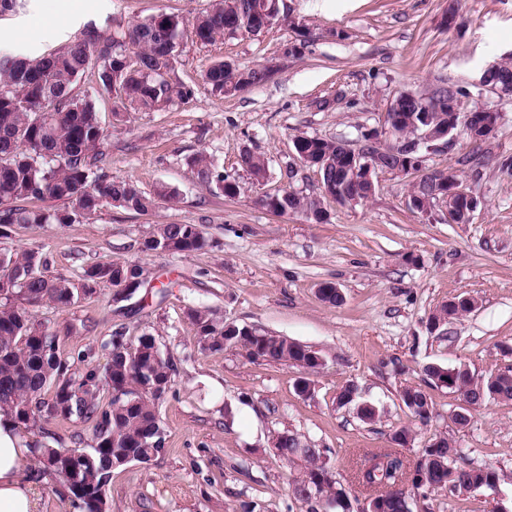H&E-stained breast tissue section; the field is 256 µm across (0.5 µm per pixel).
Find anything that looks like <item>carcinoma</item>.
Masks as SVG:
<instances>
[{
	"label": "carcinoma",
	"mask_w": 512,
	"mask_h": 512,
	"mask_svg": "<svg viewBox=\"0 0 512 512\" xmlns=\"http://www.w3.org/2000/svg\"><path fill=\"white\" fill-rule=\"evenodd\" d=\"M265 0H213L197 16L192 29L173 14L160 12L112 34L94 24L81 29L74 39L49 57L29 58L0 54V237L15 225L70 224L75 216L89 218L110 206L147 214L161 202H174L176 189L161 185L146 193L129 180H114L100 171L99 163L108 145L109 133L102 125L94 103L74 93V84L94 70L101 85L115 92L113 117L123 120L127 112H161L174 99L188 100L194 89L174 79L178 48L186 34L201 44H211L239 31V25ZM266 66L240 69L223 60L204 72L211 91L233 96L267 80ZM512 90V63L504 62L482 74V80ZM398 120L397 129L408 136L410 120L420 112L410 98L390 107ZM302 146L312 154L328 156L331 170L322 179L335 180L346 165L344 143L298 135L292 147ZM242 166L260 184L267 175L265 160L249 151L241 155ZM195 177L227 198L240 194V186L224 177L209 157L198 152L186 159ZM262 207L283 215L306 213L318 202L288 191L269 195ZM56 201L73 205V210L53 206ZM202 232L194 224H159L144 239L145 252L164 250L191 252L202 248ZM46 264L36 251H0V412L27 430L51 419L76 418L93 427L94 444L80 449L55 448L48 444L34 449V480L55 478L81 486L69 494L82 502L85 512H101L107 506L105 487L112 470L133 458L147 463L164 447L157 413L159 397L155 384H170L174 372L168 358L156 359L158 350L151 336H142L135 346L111 340L104 368L87 363L80 370L63 357L56 335L37 323L31 309L45 302L59 307L74 304L79 293L91 296L103 286L116 287L114 274L135 270L137 264L106 262L84 271L82 283L50 279L43 275ZM190 319L198 328V342L210 350L227 346L243 349L253 361L296 365L312 375L323 362L318 352L284 336L224 330V323L208 312L192 310ZM433 383L477 403L487 397L512 401V370L499 371L478 382L465 369L437 365L425 368ZM54 387L51 398L43 397ZM114 391L105 405L103 391ZM405 407L421 421L432 415L431 403L421 389L406 386L401 391ZM277 455L286 462H305L303 475L295 480L292 494L317 512L318 497L335 502L334 512H351L352 504L326 461L325 449L301 443L286 433L273 436ZM460 452L440 438L412 463L398 452L386 450L365 455L355 465L353 478L366 489L384 486L390 492L376 504L377 512H407L411 500L426 490L462 493L482 487L493 488L499 474L492 469L468 468L459 464Z\"/></svg>",
	"instance_id": "cac0c4a2"
}]
</instances>
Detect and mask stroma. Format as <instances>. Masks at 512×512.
I'll use <instances>...</instances> for the list:
<instances>
[{"mask_svg":"<svg viewBox=\"0 0 512 512\" xmlns=\"http://www.w3.org/2000/svg\"><path fill=\"white\" fill-rule=\"evenodd\" d=\"M210 0H23L0 13L8 37L0 49L44 57L88 23L109 32L160 12L192 18ZM296 25L279 23L258 34L225 36L211 45L184 38L175 63L178 80L193 87L187 101L162 112H133L115 121V97L94 74L76 91L95 104L112 137L105 168L144 192L159 184L179 198L153 212L103 207L70 224L18 225L0 238V250H36L48 278L81 283L102 262L136 263L146 279L118 307L111 288L68 307L33 308L55 334L59 352L105 365L106 343L122 333L129 344L153 336L175 365L172 387L158 404L165 445L146 463L117 468L106 489L108 512H307L290 483L303 462L275 455L272 437L288 432L327 451L328 464L356 512L366 495L351 482L355 450L393 447L407 429L402 454L445 438L462 462L500 475L495 488L464 495L428 491L412 512H512V401L465 403L427 379L429 365L465 367L476 378L512 365V96L480 84L489 64L512 58V0H287ZM307 38L301 57L289 59L266 82L234 96L213 93L203 73L216 60L254 68L286 44ZM457 91L459 112L484 107L501 114L489 139L477 143L456 131L448 148L426 152L423 170L454 171L479 205L469 223L452 224L445 210L410 206L419 174L383 171L374 194L354 204L322 197L316 169L304 166L292 139L308 135L359 148L365 131L381 127L402 93L422 98ZM268 162L263 185L242 167L244 151ZM206 152L240 194L225 198L199 182L186 159ZM288 189L321 197L323 222L300 214L278 216L256 204L261 192ZM158 224H194L205 240L194 252H142ZM342 300H322L321 285ZM459 296L475 309L428 333L440 305ZM218 321L287 337L319 351L324 364L309 394L296 388L299 367L249 360L238 347L208 350L197 342L189 309ZM355 383L378 418L360 421L336 396ZM433 403L429 422L405 408V386ZM467 424H457V413ZM91 441V424L51 420L23 431L30 446L71 447Z\"/></svg>","mask_w":512,"mask_h":512,"instance_id":"35a3bbf8","label":"stroma"}]
</instances>
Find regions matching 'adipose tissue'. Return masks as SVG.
I'll use <instances>...</instances> for the list:
<instances>
[{
  "mask_svg": "<svg viewBox=\"0 0 512 512\" xmlns=\"http://www.w3.org/2000/svg\"><path fill=\"white\" fill-rule=\"evenodd\" d=\"M28 448L8 416L0 413V512H34L31 489L19 479Z\"/></svg>",
  "mask_w": 512,
  "mask_h": 512,
  "instance_id": "1",
  "label": "adipose tissue"
}]
</instances>
